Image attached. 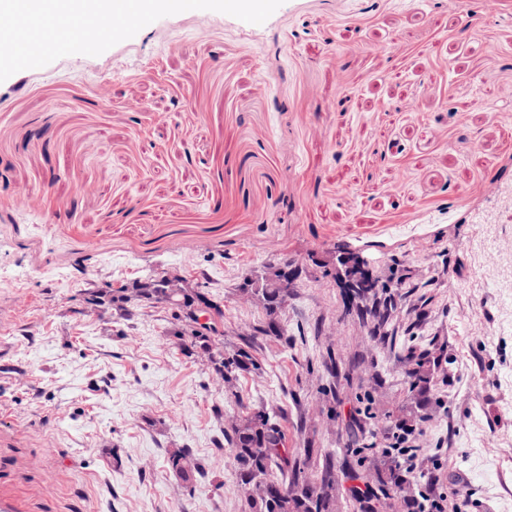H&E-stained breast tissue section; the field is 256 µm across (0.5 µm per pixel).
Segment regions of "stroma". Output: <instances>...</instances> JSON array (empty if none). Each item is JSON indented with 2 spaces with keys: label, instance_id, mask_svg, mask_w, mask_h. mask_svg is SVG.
Segmentation results:
<instances>
[{
  "label": "stroma",
  "instance_id": "obj_1",
  "mask_svg": "<svg viewBox=\"0 0 512 512\" xmlns=\"http://www.w3.org/2000/svg\"><path fill=\"white\" fill-rule=\"evenodd\" d=\"M342 252L402 275L384 334ZM286 261L272 332L241 284ZM168 273L255 369L224 381L169 303L84 302ZM263 404L337 512H408L403 421L463 512H512V0L188 10L0 82V512H245L221 431ZM168 463L173 471L180 475L185 481L191 480L195 474L204 476L203 468L193 458L189 448H174L168 456Z\"/></svg>",
  "mask_w": 512,
  "mask_h": 512
}]
</instances>
